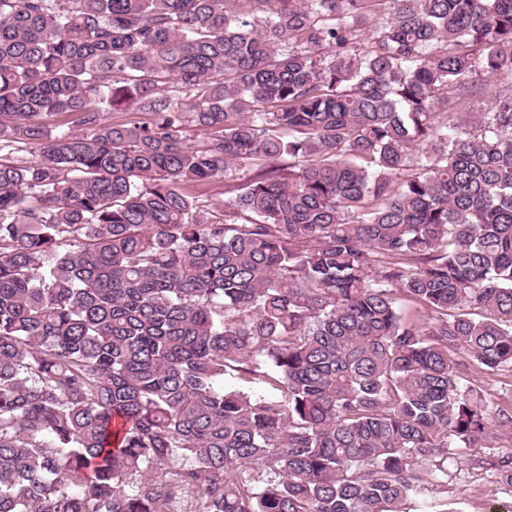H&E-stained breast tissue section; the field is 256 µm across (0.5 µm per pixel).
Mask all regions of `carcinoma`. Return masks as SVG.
I'll use <instances>...</instances> for the list:
<instances>
[{
	"mask_svg": "<svg viewBox=\"0 0 512 512\" xmlns=\"http://www.w3.org/2000/svg\"><path fill=\"white\" fill-rule=\"evenodd\" d=\"M483 75L512 0H0V512H404L512 435ZM226 184L227 183L224 182V178H217L205 186L195 188L194 191L196 190L201 193L202 196L199 198L201 202L213 204L216 209L223 210L224 201L231 200L235 196V192H226L228 191ZM464 389H473L490 406L505 400L504 396L512 397V373L499 375L473 374L462 380Z\"/></svg>",
	"mask_w": 512,
	"mask_h": 512,
	"instance_id": "obj_1",
	"label": "carcinoma"
}]
</instances>
